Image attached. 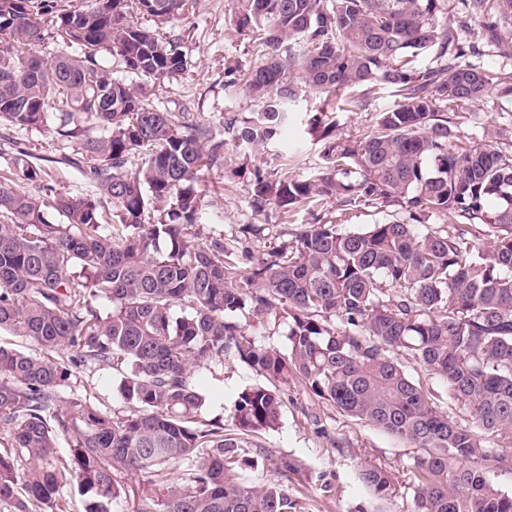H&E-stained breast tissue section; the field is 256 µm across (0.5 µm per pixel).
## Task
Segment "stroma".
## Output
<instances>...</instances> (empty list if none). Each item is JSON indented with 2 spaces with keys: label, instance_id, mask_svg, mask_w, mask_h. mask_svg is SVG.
<instances>
[{
  "label": "stroma",
  "instance_id": "1",
  "mask_svg": "<svg viewBox=\"0 0 512 512\" xmlns=\"http://www.w3.org/2000/svg\"><path fill=\"white\" fill-rule=\"evenodd\" d=\"M236 16V0H197L189 14L158 26L150 16L137 17L144 26H156L160 35L179 37L187 63L180 76L146 83L147 95L162 110L188 113L190 120L209 126L219 139L224 136L225 114L247 116L258 109L244 91L243 78L260 62V51L237 34ZM395 101L391 89L383 88L371 95L366 107L337 113L339 133L351 138L365 134L379 112L393 107ZM455 120L468 137L482 136L490 126L512 136V97L493 94L479 104L463 105ZM57 125L54 118L38 129L1 125L0 174L7 171L17 149L27 147L46 171V185L74 195L98 196L97 187L85 175L87 158L79 155L76 142L58 135ZM319 151V143L297 122L262 158L269 168L301 177L310 174ZM194 191L199 199L198 221L206 235L233 243L241 239V225H259L261 235L245 240L256 256L281 240L286 226L279 212L272 208L255 212L244 193L243 179L224 181L205 175ZM197 377L206 395L205 419L223 420L225 432H233L234 400L244 387L258 383L259 375L236 361L200 370ZM119 383V375L102 373L87 363L73 369L64 395L86 398L102 411L117 412L126 407ZM282 396L279 428L255 436L253 447L246 451L248 459L257 463L246 470L247 480L283 485L298 497L302 512H412L414 448L329 404L312 401L299 382L283 386ZM367 465L391 473L395 496L377 499L360 482L359 473Z\"/></svg>",
  "mask_w": 512,
  "mask_h": 512
}]
</instances>
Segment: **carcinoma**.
Instances as JSON below:
<instances>
[{
  "mask_svg": "<svg viewBox=\"0 0 512 512\" xmlns=\"http://www.w3.org/2000/svg\"><path fill=\"white\" fill-rule=\"evenodd\" d=\"M237 0V33L262 49L244 81L259 104L224 117L225 140L182 112L157 109L143 84L186 71L178 39L160 37L137 13L170 22L196 0H0V125L77 140L89 178L109 200L55 192L41 202L20 189L46 171L17 151L0 177V512H75L61 488L74 480L82 512H297L278 484L257 486L241 449L279 425L278 385L305 393L417 449L415 512H512V494L490 479L512 469V146L489 129L469 139L448 116L492 93L512 96V71L466 62L458 31L476 26L512 57V0ZM66 47L47 62L31 47ZM435 53L437 66L417 68ZM108 53L140 79L112 77ZM390 86L398 97L352 140L319 110L307 132L323 143L307 177L253 164L251 207L289 219L313 216L257 264L224 242L201 240L191 184L238 169L226 153L274 143L300 99L346 87ZM156 205L159 218L145 219ZM371 204L392 219L345 231L320 212ZM53 208L62 224L46 221ZM438 216L441 224L426 227ZM105 300L112 311L101 315ZM288 320V349L259 343L244 322ZM442 377L471 425L448 419L439 396L401 360ZM240 361L265 379L242 389L236 428L202 417L196 373ZM121 374L127 412H103L60 393L70 366ZM65 438L69 451L58 454ZM381 500L395 484L364 468Z\"/></svg>",
  "mask_w": 512,
  "mask_h": 512,
  "instance_id": "obj_1",
  "label": "carcinoma"
}]
</instances>
